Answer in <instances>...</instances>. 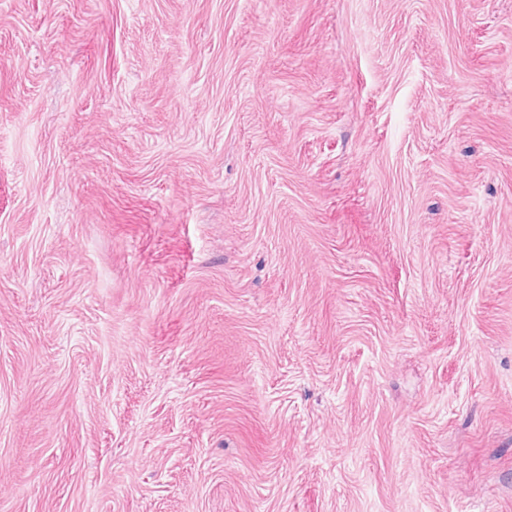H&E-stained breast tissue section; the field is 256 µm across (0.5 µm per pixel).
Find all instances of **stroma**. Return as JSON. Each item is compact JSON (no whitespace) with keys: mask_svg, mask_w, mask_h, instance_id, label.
Returning <instances> with one entry per match:
<instances>
[{"mask_svg":"<svg viewBox=\"0 0 512 512\" xmlns=\"http://www.w3.org/2000/svg\"><path fill=\"white\" fill-rule=\"evenodd\" d=\"M0 512H512V0H0Z\"/></svg>","mask_w":512,"mask_h":512,"instance_id":"obj_1","label":"stroma"}]
</instances>
